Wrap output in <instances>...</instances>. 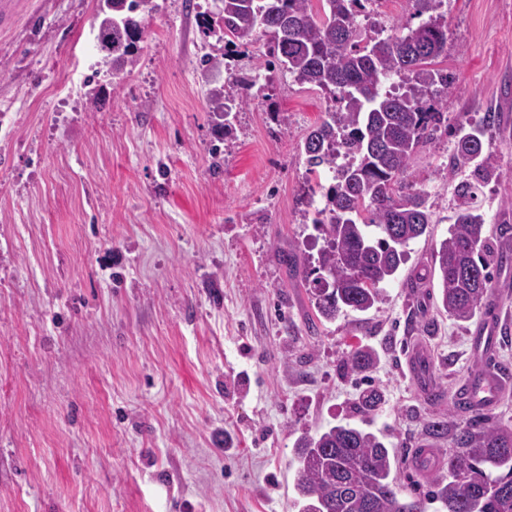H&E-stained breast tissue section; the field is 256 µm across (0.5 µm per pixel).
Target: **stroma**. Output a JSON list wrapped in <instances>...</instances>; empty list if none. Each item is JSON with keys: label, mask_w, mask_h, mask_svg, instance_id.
I'll return each instance as SVG.
<instances>
[{"label": "stroma", "mask_w": 512, "mask_h": 512, "mask_svg": "<svg viewBox=\"0 0 512 512\" xmlns=\"http://www.w3.org/2000/svg\"><path fill=\"white\" fill-rule=\"evenodd\" d=\"M0 28V512H297L294 441L349 423L386 436L404 498L428 486L409 464L423 417L447 414L475 366V322L440 313L430 271L447 238L461 115L501 116L488 152L502 179L474 203L512 220V0H448V110L403 179L433 235L367 314L315 316L287 255L317 256L328 176L299 145L332 102L265 66L268 40L236 52L155 0L139 63L92 86L81 35L98 0H13ZM223 57L219 67L203 54ZM263 88L220 140L207 94ZM499 365L512 372V266L494 279ZM421 345L443 397L426 404L406 351ZM378 354L367 382L345 372ZM385 402L363 417L365 383ZM375 358L374 352L357 348L349 354L345 367L350 373H366L373 367Z\"/></svg>", "instance_id": "35a3bbf8"}]
</instances>
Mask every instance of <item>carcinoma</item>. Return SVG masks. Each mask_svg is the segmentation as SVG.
I'll use <instances>...</instances> for the list:
<instances>
[{
	"label": "carcinoma",
	"instance_id": "obj_1",
	"mask_svg": "<svg viewBox=\"0 0 512 512\" xmlns=\"http://www.w3.org/2000/svg\"><path fill=\"white\" fill-rule=\"evenodd\" d=\"M415 2L428 19L386 37L362 38L359 16L373 0H218L204 16L205 34L230 46L257 33L270 37L271 63L301 85L328 93L334 110L300 145L308 172L333 173L328 208L313 225L325 245L317 258L292 257L306 270L318 319H336L342 310L366 313L382 300L408 259L410 242L430 233L432 213L423 194L399 180L414 155L433 140L448 108V57L444 0ZM156 10L154 0H112V12L98 13L101 48L110 73L130 72L138 63L137 42ZM237 97L224 87L209 91L213 111L229 115L254 99L253 83L236 82ZM494 121L459 123L448 167H474L478 182L502 173L485 156ZM351 161L338 168L330 153L336 137ZM477 185L458 186L455 221L434 251L440 301L448 317L472 320L489 302L491 268L512 265V254L489 245L484 215L472 205ZM375 353L357 348L346 359L351 373H366ZM382 392L361 393L357 412L372 414ZM428 440H449L441 467L424 478L430 500L445 512H512V425L478 428L453 413L425 424ZM294 487L299 512H426L425 499L404 501L393 475L395 454L384 438L350 425L302 433L294 443Z\"/></svg>",
	"mask_w": 512,
	"mask_h": 512
}]
</instances>
